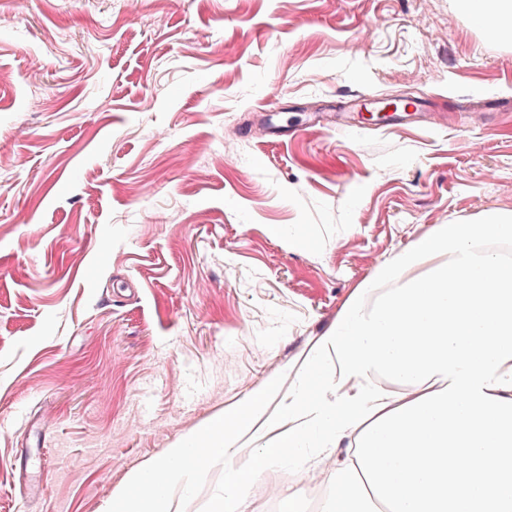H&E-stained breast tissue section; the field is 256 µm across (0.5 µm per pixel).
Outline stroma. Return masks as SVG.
<instances>
[{
	"label": "stroma",
	"mask_w": 512,
	"mask_h": 512,
	"mask_svg": "<svg viewBox=\"0 0 512 512\" xmlns=\"http://www.w3.org/2000/svg\"><path fill=\"white\" fill-rule=\"evenodd\" d=\"M0 13V153L24 160L0 171V512H107L134 469L287 383L384 261L512 213V44L456 0ZM368 97L438 116L320 124Z\"/></svg>",
	"instance_id": "35a3bbf8"
}]
</instances>
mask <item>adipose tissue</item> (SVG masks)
<instances>
[{"mask_svg": "<svg viewBox=\"0 0 512 512\" xmlns=\"http://www.w3.org/2000/svg\"><path fill=\"white\" fill-rule=\"evenodd\" d=\"M458 3L512 43V0ZM496 241H512V214L442 225L384 262L288 389L265 385L208 418L139 468L112 512H172L174 493L217 466L211 512H253L273 469L324 463L323 512H512V264Z\"/></svg>", "mask_w": 512, "mask_h": 512, "instance_id": "1", "label": "adipose tissue"}]
</instances>
